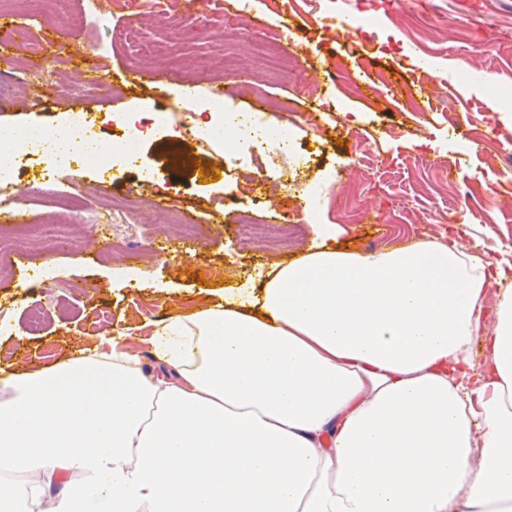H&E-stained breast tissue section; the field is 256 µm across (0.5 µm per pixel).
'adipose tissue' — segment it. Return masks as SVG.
I'll return each instance as SVG.
<instances>
[{
	"instance_id": "ef3b65f1",
	"label": "adipose tissue",
	"mask_w": 512,
	"mask_h": 512,
	"mask_svg": "<svg viewBox=\"0 0 512 512\" xmlns=\"http://www.w3.org/2000/svg\"><path fill=\"white\" fill-rule=\"evenodd\" d=\"M304 218L320 245L156 328L161 375L119 338L0 374V464L28 476L0 512H512V263Z\"/></svg>"
}]
</instances>
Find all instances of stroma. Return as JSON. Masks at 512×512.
<instances>
[{
  "label": "stroma",
  "mask_w": 512,
  "mask_h": 512,
  "mask_svg": "<svg viewBox=\"0 0 512 512\" xmlns=\"http://www.w3.org/2000/svg\"><path fill=\"white\" fill-rule=\"evenodd\" d=\"M364 2L376 6L378 24L372 40L355 45L322 29L324 17L342 10L344 0H279L275 12L268 0H208L186 11L180 27L134 10L87 16L82 0H45L39 11L25 0H0V19L23 33L10 61H0V101L10 105L0 112V125L57 127L67 113L84 110L104 139L125 133L116 118L131 107L126 85L116 79L111 93H89L67 54L77 45L101 66L135 71L154 105L172 106L174 98L151 87L159 65L206 59L209 76L183 73L178 89L221 97L236 112L262 102L269 124L289 127L302 147L294 163L261 152V207L244 191L240 163L184 136L188 120L180 108L164 132L144 140L138 164L126 168L103 173L74 163L51 173L23 160L0 182V202L22 209L36 225L66 212L73 244L61 251L34 239L0 274V325L6 327L0 369L36 370L77 347L106 352L111 331L126 327L141 369L159 373L150 338L170 312L218 302L225 289L308 251L314 234L300 193L312 183L331 184L322 219L337 225L336 245L368 253L447 234L462 236L466 250L487 260L512 252V182L488 168L471 121L512 101V0H480L476 12L465 0H398L388 12L380 9L383 0ZM257 15L265 25H252ZM426 16L439 31L429 47L446 63L435 70L428 96L413 80L417 23ZM48 37L55 53L34 56ZM228 53L252 71L251 88L227 77ZM357 69L368 80L391 75L403 94L376 101L353 94L346 76ZM352 112L360 120H349ZM165 142L180 145L200 167L171 169ZM217 162L223 165L218 177L202 178ZM163 198L179 217L195 211L201 233L188 236L160 222L156 204ZM244 215L298 231L276 249L248 242L238 232ZM115 239L136 249L137 258L105 256V244ZM48 260L59 269L57 278L48 277ZM35 309L45 318L34 331L29 316Z\"/></svg>",
  "instance_id": "stroma-1"
}]
</instances>
